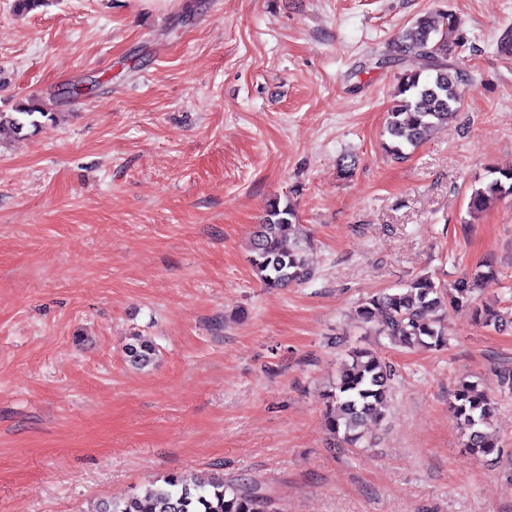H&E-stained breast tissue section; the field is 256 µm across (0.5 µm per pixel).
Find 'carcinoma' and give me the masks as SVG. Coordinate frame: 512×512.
I'll use <instances>...</instances> for the list:
<instances>
[{
	"instance_id": "cac0c4a2",
	"label": "carcinoma",
	"mask_w": 512,
	"mask_h": 512,
	"mask_svg": "<svg viewBox=\"0 0 512 512\" xmlns=\"http://www.w3.org/2000/svg\"><path fill=\"white\" fill-rule=\"evenodd\" d=\"M462 34L456 13L444 14V23L425 14L413 19L396 43L394 61L408 58L424 61L423 69H405L397 76L392 102L383 128V148L396 161H403L437 129L457 117L465 74L451 68L445 57L460 44ZM58 113L42 99L32 100L14 112H0V133L19 135L36 128L41 120L56 121ZM512 197V166L487 170L477 181L467 208L472 215L483 212L498 199ZM306 236L289 200L275 196L267 201L263 223L250 241L249 264L267 289L291 283H308L316 271L305 254ZM495 274L491 265L459 278L448 288L429 274L413 276L393 292L373 294L361 300L353 318L405 350H441L448 344L451 311L472 308L477 323L495 329L512 321V307L477 304L478 283ZM131 366L144 369L157 358L155 346L138 337L126 345ZM349 363L337 374L326 393L325 428L341 444L367 448L368 425L384 416L394 396L399 372L381 350L350 347ZM451 410L464 438V448L491 466L497 465L502 449L489 432L496 402L489 385L463 382L453 392ZM93 512H283L277 499L260 484L243 476L218 477L201 483L187 475H169L149 484L141 493L121 502H100Z\"/></svg>"
}]
</instances>
